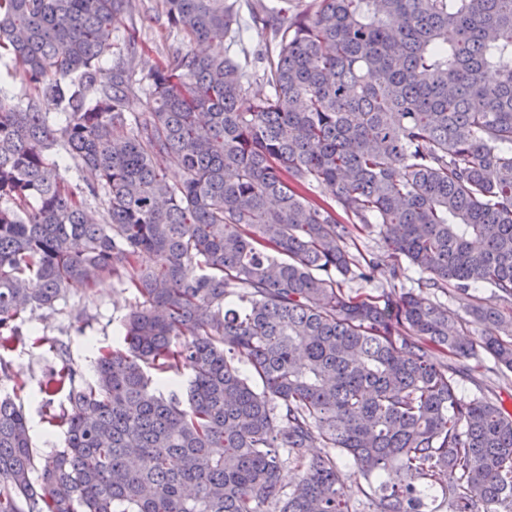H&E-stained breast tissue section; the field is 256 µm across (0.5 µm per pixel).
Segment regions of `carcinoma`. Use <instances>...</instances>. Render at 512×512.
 <instances>
[{
	"mask_svg": "<svg viewBox=\"0 0 512 512\" xmlns=\"http://www.w3.org/2000/svg\"><path fill=\"white\" fill-rule=\"evenodd\" d=\"M129 6L0 0V48L37 90L23 107L0 88V350L76 282L136 291L93 381L76 386L55 348L41 391L62 448L38 455L0 395V512H351L338 452L367 481L395 473L362 491L375 512H423L436 486L448 512H512V412L456 380L478 347L512 371V341L475 340L412 289L362 298L336 279L392 283L397 255L424 288L512 297V0L267 11L264 97L203 49L234 0H162L182 47L149 75L145 114L126 111L134 39L99 79ZM57 146L85 187L65 184ZM101 191L96 218L84 198ZM357 226L384 244L363 264ZM470 315L512 333L492 308Z\"/></svg>",
	"mask_w": 512,
	"mask_h": 512,
	"instance_id": "cac0c4a2",
	"label": "carcinoma"
}]
</instances>
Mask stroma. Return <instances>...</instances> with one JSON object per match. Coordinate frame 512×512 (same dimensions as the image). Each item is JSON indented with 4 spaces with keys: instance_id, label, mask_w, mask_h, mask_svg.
<instances>
[{
    "instance_id": "35a3bbf8",
    "label": "stroma",
    "mask_w": 512,
    "mask_h": 512,
    "mask_svg": "<svg viewBox=\"0 0 512 512\" xmlns=\"http://www.w3.org/2000/svg\"><path fill=\"white\" fill-rule=\"evenodd\" d=\"M134 2L133 9L121 11L115 17L111 56L115 59L126 56L129 43H136L135 72L137 79L143 81L155 67L171 62L181 36L169 24L161 0ZM276 2L236 0L241 33L225 38L213 48L214 53L237 61L250 60V91L257 95L270 92L260 77L264 65L261 54L270 41V32L254 24L252 13ZM422 291L425 298L447 309L451 321H466L467 332L473 337L485 334L486 328L469 319L467 310L471 304L512 314V298L503 297L489 287L476 288L470 297L452 291ZM134 303L133 289L106 278L92 289L80 284L73 286L55 311L22 314L24 341L12 351L0 354V392L14 393L17 403L23 407L38 453L61 447L63 438L61 429L51 427L45 420L40 384L55 359L47 346L39 344V337H47L66 347L81 380H92L93 364L99 351L122 346L120 321ZM465 365L467 374L460 383L462 395L471 399L483 397L512 410V372L497 366L481 350L466 360Z\"/></svg>"
}]
</instances>
